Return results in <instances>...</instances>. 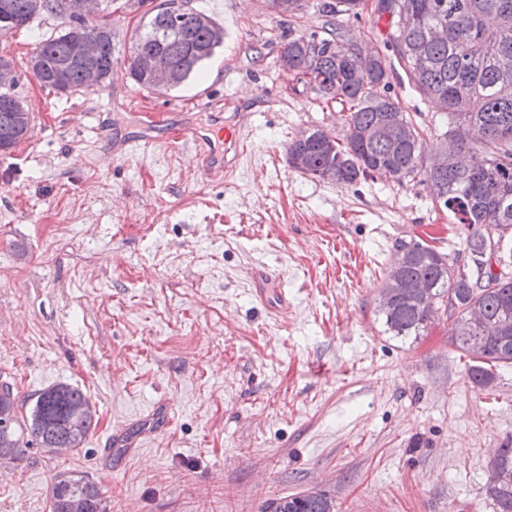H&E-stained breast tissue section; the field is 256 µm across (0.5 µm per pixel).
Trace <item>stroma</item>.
<instances>
[{"label":"stroma","mask_w":512,"mask_h":512,"mask_svg":"<svg viewBox=\"0 0 512 512\" xmlns=\"http://www.w3.org/2000/svg\"><path fill=\"white\" fill-rule=\"evenodd\" d=\"M316 2L280 16L265 0H190L223 26L224 44L165 94L127 71L137 0H115L112 77L94 90L61 94L27 73L32 35L59 20L0 38L38 129L0 153V381L25 401L79 386L98 416L84 448L14 462L0 512L19 501L50 512L63 471L99 483L108 512H264L311 491L336 512H493L485 464L512 440V368L474 390L445 310L412 344L375 316L398 240L430 236L452 254L465 229L433 207L428 168L344 184L289 167L301 130L343 139L347 113L293 81L281 47L336 29L393 65V92L428 147L448 119L399 67L388 18L325 17ZM206 91L218 111L198 109ZM145 106L175 126L239 131L227 175H204L189 143L121 151ZM258 269L287 290L284 314L255 301ZM160 400L172 420L151 434ZM123 427L136 447L105 459Z\"/></svg>","instance_id":"stroma-1"}]
</instances>
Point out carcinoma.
Returning a JSON list of instances; mask_svg holds the SVG:
<instances>
[{
  "mask_svg": "<svg viewBox=\"0 0 512 512\" xmlns=\"http://www.w3.org/2000/svg\"><path fill=\"white\" fill-rule=\"evenodd\" d=\"M378 0L373 11L389 15L392 47L417 90L438 101L448 112V163L431 167L429 191L433 201L465 225V253L475 267L467 275L455 271L442 252H426L400 240L385 274L379 306L384 332L402 341H416L428 330L435 308H448L454 322L451 344L467 358V379L483 391L494 381L492 368L512 365V277L498 280L485 267L492 243L509 250L512 241V0ZM364 0H325L319 11L327 16L357 14ZM0 37L29 30L44 16L61 21L56 35L34 40L31 54L43 71L31 73L41 86L61 93L90 87L83 65L72 63L59 71L57 64L76 51L74 19L66 0H0ZM79 25L104 29L94 65L109 81L112 76V27L108 15ZM224 29L206 13L185 7L184 0H164L143 13L135 32L128 70L142 89L166 93L179 87L212 58L222 41L214 38ZM165 54L173 74L156 85L144 60ZM281 67L293 80L317 91L328 101L348 105L347 134L341 142L331 134L311 129L304 140L288 144V165L305 175L337 182L360 180L401 182L416 174L424 163L426 139L406 117L392 94L387 60L376 54L362 56V48L333 30L291 38L282 46ZM29 109L14 88H0V147L16 146L26 139L18 123L17 108ZM483 155L467 166L457 154ZM406 283L420 282L427 296L413 289L390 288L392 275ZM0 390V461L22 459L28 450L83 447L94 426L96 410L80 388L59 383L37 393L28 412L19 410L13 386ZM485 495L494 512H512V442L497 451L486 465ZM74 498L87 503V512H106L97 482L69 472L58 475L51 489L52 512H70ZM268 512H336L324 493L310 492L274 500Z\"/></svg>",
  "mask_w": 512,
  "mask_h": 512,
  "instance_id": "obj_1",
  "label": "carcinoma"
}]
</instances>
